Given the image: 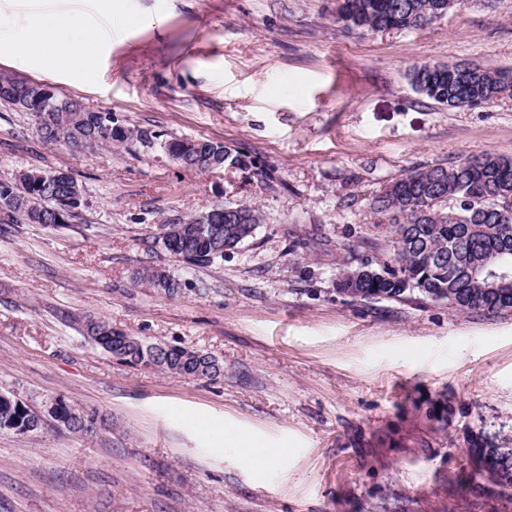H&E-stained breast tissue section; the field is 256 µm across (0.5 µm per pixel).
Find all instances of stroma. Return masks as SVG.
Segmentation results:
<instances>
[{
	"instance_id": "35a3bbf8",
	"label": "stroma",
	"mask_w": 512,
	"mask_h": 512,
	"mask_svg": "<svg viewBox=\"0 0 512 512\" xmlns=\"http://www.w3.org/2000/svg\"><path fill=\"white\" fill-rule=\"evenodd\" d=\"M47 10L106 31L94 67L1 54L0 73L255 166L51 144L0 105V181L64 171L86 198L60 227L0 226V392L112 420L91 438L50 420L0 431V512H512V486L476 476L468 455L512 448V313L336 290L340 264L378 256L363 236L386 183L463 154L512 156V99L451 110L409 82L424 63L512 70V0L369 33L336 25V0H0V32ZM217 203L264 216L223 261L189 267L157 243L159 224ZM147 267L180 277V293L137 283ZM86 316L195 347L224 372L117 362L82 336ZM272 448L275 465L240 460ZM200 142H204L203 145ZM163 144V145H162ZM172 146L184 148L183 153L186 154L184 163L193 164L195 162L189 161V157L194 153H203V158L195 166H189L201 171H213L218 169L229 170H243L248 169L250 166L253 167V161L251 157L239 150L229 148L220 143H215L207 139H182V140H171L160 143V147L171 157L175 162L184 165L178 155H172L168 153V150ZM177 147L173 148V152L180 154ZM195 147H199L196 149Z\"/></svg>"
}]
</instances>
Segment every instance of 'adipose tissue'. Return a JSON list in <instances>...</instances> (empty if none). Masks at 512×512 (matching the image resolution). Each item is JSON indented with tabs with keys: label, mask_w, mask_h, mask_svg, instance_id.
I'll use <instances>...</instances> for the list:
<instances>
[{
	"label": "adipose tissue",
	"mask_w": 512,
	"mask_h": 512,
	"mask_svg": "<svg viewBox=\"0 0 512 512\" xmlns=\"http://www.w3.org/2000/svg\"><path fill=\"white\" fill-rule=\"evenodd\" d=\"M73 16L46 13L21 33L8 36V51L17 56H39L59 70L90 67L97 58L101 40L93 32H85L81 40H73L70 28Z\"/></svg>",
	"instance_id": "obj_1"
}]
</instances>
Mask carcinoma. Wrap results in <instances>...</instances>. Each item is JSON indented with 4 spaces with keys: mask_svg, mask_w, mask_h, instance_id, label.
<instances>
[{
    "mask_svg": "<svg viewBox=\"0 0 512 512\" xmlns=\"http://www.w3.org/2000/svg\"><path fill=\"white\" fill-rule=\"evenodd\" d=\"M336 12V23L346 28L378 30L423 28L444 17L451 0H345ZM414 90L451 109H474L512 98V71L491 72L479 66L458 63H424L410 71ZM9 86L10 96L0 91V104L17 112H28L49 143L95 149L137 139L152 145V136L127 127H102V112L64 94L56 99L70 106L55 113L62 129L43 118L37 108L45 84L14 75L1 74L0 88ZM177 146L186 156L196 152L203 158L195 165L201 171L243 170L253 165L251 157L239 150L210 140L166 141L165 151ZM76 185L73 177L41 180L36 172H18L0 182V198L7 193L17 209L13 222L59 227V201ZM369 206L386 220L367 228L366 244L384 243L386 256L362 260L339 269L336 290L360 301L419 300L445 304L452 313L512 312V288L487 291L483 282L473 280L468 269L476 262L491 263L512 272V157L494 153L462 155L448 164L424 166L393 178L375 195ZM230 215L217 211L191 216L190 223L161 224L164 235L156 237L170 255L194 266L219 260L215 247L235 248L252 236L263 221L260 210L244 204H228ZM138 281L168 295L178 293L182 283L164 270L144 268ZM83 335L90 338L118 362L141 365L184 378L217 377L223 368L205 371L191 361L199 350L184 345L157 348L138 337L112 328L108 322L86 317ZM38 422V413L12 393H0V430Z\"/></svg>",
    "mask_w": 512,
    "mask_h": 512,
    "instance_id": "obj_1",
    "label": "carcinoma"
}]
</instances>
